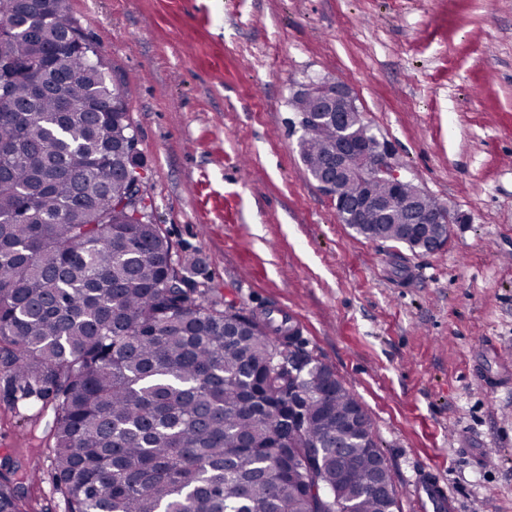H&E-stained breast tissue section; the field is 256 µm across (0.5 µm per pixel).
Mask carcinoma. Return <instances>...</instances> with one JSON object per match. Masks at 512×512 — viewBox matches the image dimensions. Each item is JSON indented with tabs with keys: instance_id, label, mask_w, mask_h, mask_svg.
<instances>
[{
	"instance_id": "cac0c4a2",
	"label": "carcinoma",
	"mask_w": 512,
	"mask_h": 512,
	"mask_svg": "<svg viewBox=\"0 0 512 512\" xmlns=\"http://www.w3.org/2000/svg\"><path fill=\"white\" fill-rule=\"evenodd\" d=\"M0 35V377L52 411L65 512H395L369 482L360 400L288 328L195 287L161 225L132 223L122 83L69 15L11 0ZM336 125L311 130L319 171ZM380 240L409 244L400 224ZM288 406V420L273 411ZM362 417L347 433L344 416ZM348 448L336 455V437ZM0 512H34L0 466Z\"/></svg>"
}]
</instances>
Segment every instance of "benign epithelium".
Here are the masks:
<instances>
[{
	"instance_id": "1",
	"label": "benign epithelium",
	"mask_w": 512,
	"mask_h": 512,
	"mask_svg": "<svg viewBox=\"0 0 512 512\" xmlns=\"http://www.w3.org/2000/svg\"><path fill=\"white\" fill-rule=\"evenodd\" d=\"M294 98L312 100L319 105L317 111L333 113L342 131L333 164L313 176L335 202L339 221L388 224L391 213L398 211L407 216L414 246L428 252L438 249L443 238L435 225L451 223L449 212L401 172L382 139L353 135L352 126L363 123V118L349 89L339 81H310Z\"/></svg>"
}]
</instances>
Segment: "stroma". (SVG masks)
<instances>
[{
    "mask_svg": "<svg viewBox=\"0 0 512 512\" xmlns=\"http://www.w3.org/2000/svg\"><path fill=\"white\" fill-rule=\"evenodd\" d=\"M121 79L152 220L201 289L299 331L363 403L399 512H512V0H67ZM345 84L450 212L422 254L339 223L293 94ZM50 412L0 378V462L46 456ZM418 492L421 497L424 496L427 499L433 511L445 510L448 506V500L452 498L448 487L434 481L431 477L419 481Z\"/></svg>",
    "mask_w": 512,
    "mask_h": 512,
    "instance_id": "35a3bbf8",
    "label": "stroma"
}]
</instances>
